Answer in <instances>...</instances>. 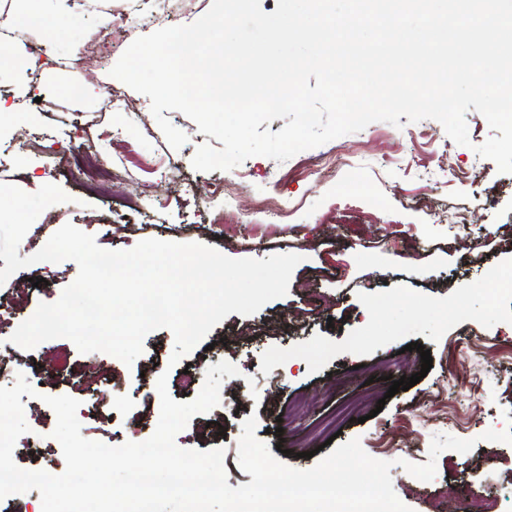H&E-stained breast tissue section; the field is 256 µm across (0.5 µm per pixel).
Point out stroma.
Wrapping results in <instances>:
<instances>
[{"label": "stroma", "mask_w": 512, "mask_h": 512, "mask_svg": "<svg viewBox=\"0 0 512 512\" xmlns=\"http://www.w3.org/2000/svg\"><path fill=\"white\" fill-rule=\"evenodd\" d=\"M211 3L155 0L147 26L131 0H72L79 21L52 44L21 20L0 28V49L14 55L0 64V97L20 108L19 121L0 125V183L29 193L53 183L69 196L40 214L19 257L37 252L67 223L107 250L156 238L203 243L235 259L300 255L284 297L250 316L229 314L182 358L185 366L227 361L239 374L225 378L219 405L194 415L177 434V446L224 448L228 485L248 484L252 477L233 447L244 420L253 416L261 442L271 449L283 445L277 460L308 469L315 461L296 457L300 440L327 410L367 388L385 398L382 411L363 423H345L338 440L359 439L370 454L380 433H387L393 489L412 512H448L449 504L468 496L499 498L503 512H512V445L482 438L488 429L512 426L506 420L512 415V173H498L474 150L491 134L487 120L477 111L466 113L467 147L451 142L431 119L399 127L377 121L322 145L339 163L319 176L307 166L308 150L282 163L255 156L230 171H196L191 158L206 134L181 112H169L188 136L183 147L171 148L149 98L110 71L134 39L192 23ZM108 37L113 47L105 57L97 46ZM88 144L113 172L106 193L86 192L78 168L51 172L52 158ZM479 169L490 179L476 180ZM218 181L226 196L213 195ZM266 203L291 210V217L267 223L260 211ZM401 239L410 244L411 258L394 253ZM77 274L74 261H43L0 284V301L13 316L0 326V350L8 348L16 324L39 303L57 301ZM412 342L430 351L432 367L409 390L389 394L391 379L404 374L400 360L421 359L407 351ZM143 347L128 366L56 338L9 363L5 386L22 374L42 393L21 398L30 431L16 442V464L64 472L61 447L51 436L55 414L43 398L88 402L91 392L79 384L93 362L112 381V402L86 439L111 446L148 439L160 406L153 364L168 362L174 337L159 329ZM436 392L448 412L431 403ZM468 393L481 406L471 419L456 413ZM296 398L314 404L276 435L281 409ZM438 434L476 445L466 455L443 451L434 480L420 481L404 465L428 462Z\"/></svg>", "instance_id": "stroma-1"}]
</instances>
